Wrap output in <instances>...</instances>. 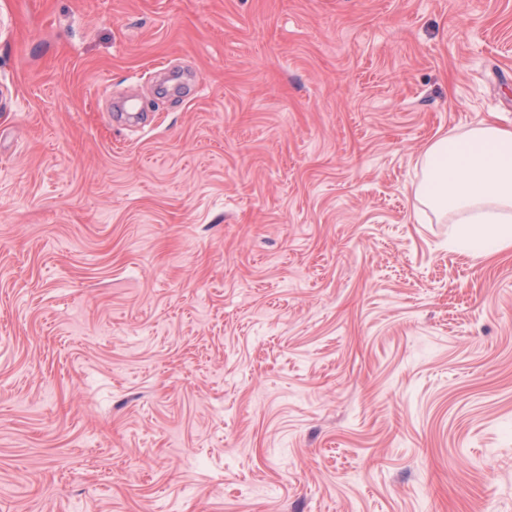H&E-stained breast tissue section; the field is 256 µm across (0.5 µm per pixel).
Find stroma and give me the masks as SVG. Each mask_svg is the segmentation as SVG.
Listing matches in <instances>:
<instances>
[{
  "label": "stroma",
  "instance_id": "1",
  "mask_svg": "<svg viewBox=\"0 0 512 512\" xmlns=\"http://www.w3.org/2000/svg\"><path fill=\"white\" fill-rule=\"evenodd\" d=\"M486 120L512 0H0V512H512ZM415 194L475 257L512 248V129L481 122L436 135L418 157Z\"/></svg>",
  "mask_w": 512,
  "mask_h": 512
}]
</instances>
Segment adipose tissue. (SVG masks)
<instances>
[{"instance_id": "adipose-tissue-1", "label": "adipose tissue", "mask_w": 512, "mask_h": 512, "mask_svg": "<svg viewBox=\"0 0 512 512\" xmlns=\"http://www.w3.org/2000/svg\"><path fill=\"white\" fill-rule=\"evenodd\" d=\"M418 164L417 198L453 224L465 251L489 257L512 248V129L484 121L436 135Z\"/></svg>"}]
</instances>
